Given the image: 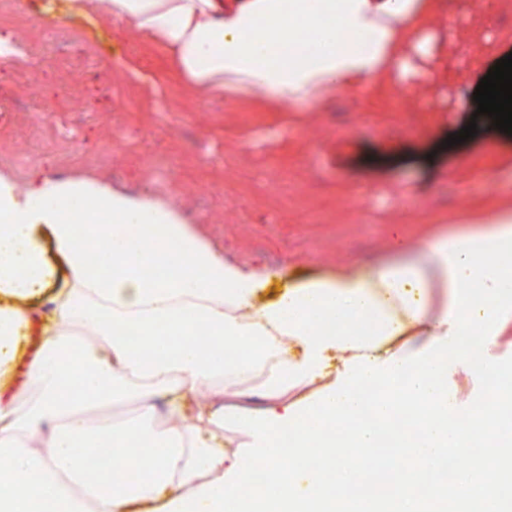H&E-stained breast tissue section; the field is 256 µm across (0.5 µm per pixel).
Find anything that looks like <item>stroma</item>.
Listing matches in <instances>:
<instances>
[{
  "mask_svg": "<svg viewBox=\"0 0 512 512\" xmlns=\"http://www.w3.org/2000/svg\"><path fill=\"white\" fill-rule=\"evenodd\" d=\"M0 37L49 40L34 77L0 61V174L86 179L179 212L225 260L287 281L406 258L405 243L512 194V136L495 128L446 146L468 100L512 53V0H444L386 84L288 107L243 90L192 97L162 49L109 19L43 28L25 0H0ZM146 74L132 81L129 70ZM57 91L49 111L36 89ZM355 142L345 150L343 139ZM449 400L467 410L485 380L446 365Z\"/></svg>",
  "mask_w": 512,
  "mask_h": 512,
  "instance_id": "obj_1",
  "label": "stroma"
}]
</instances>
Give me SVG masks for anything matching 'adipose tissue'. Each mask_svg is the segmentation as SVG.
Wrapping results in <instances>:
<instances>
[{"label": "adipose tissue", "instance_id": "obj_1", "mask_svg": "<svg viewBox=\"0 0 512 512\" xmlns=\"http://www.w3.org/2000/svg\"><path fill=\"white\" fill-rule=\"evenodd\" d=\"M68 12L111 19L162 48L199 101L223 98L241 81L267 101L315 106L338 88L383 78L385 62L401 56L423 23L416 0H68ZM322 15L339 16L344 42L316 40L301 50ZM273 44L285 49L282 59H269ZM62 199L87 201L100 216L90 232L111 271L89 275L76 227L59 215ZM462 222L460 232L416 239L414 259L291 282L261 303L271 273L224 261L180 214L91 181H34L22 193L0 176V378L25 370L21 389L0 391V512H224L232 496L239 512H325L322 489L299 469H281L269 448L299 420L289 393L323 377L334 354L336 381L314 401L326 421L355 417L364 387L387 390L406 377L401 399L384 397L373 409L386 425L397 409L422 408L421 442L404 450L393 483L400 512H424L417 473L432 472L493 425L486 403L461 414L440 388L445 363L466 360L448 343L497 336L512 322V265L503 260L512 254V198L496 197ZM147 224L159 225V234L146 237ZM479 243L496 250L477 254ZM147 265L164 267V275L145 280ZM41 298L48 310L36 307ZM367 316L378 326L371 335L361 329ZM320 317L337 328L319 327ZM197 321L245 357L218 360L191 343ZM121 323L147 336L169 324L172 343L144 355L116 333ZM75 326L90 343L67 337ZM401 336L435 337L436 348L408 364L391 348ZM253 394L269 402L259 414L214 408ZM124 399L144 409L135 428L89 422L90 408ZM158 402L174 420L159 432ZM233 424L252 431L275 499L242 496L249 472L224 450V428ZM137 435L162 452L118 456L147 476L102 493L107 478H88L85 449Z\"/></svg>", "mask_w": 512, "mask_h": 512}]
</instances>
